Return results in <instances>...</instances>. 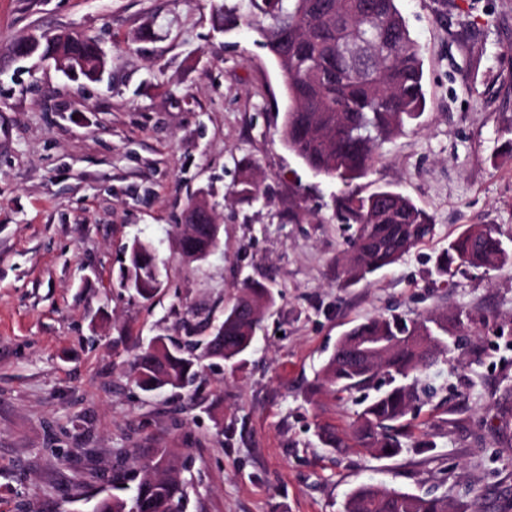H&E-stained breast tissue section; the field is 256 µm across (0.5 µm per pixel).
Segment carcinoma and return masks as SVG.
Masks as SVG:
<instances>
[{
  "label": "carcinoma",
  "instance_id": "obj_1",
  "mask_svg": "<svg viewBox=\"0 0 512 512\" xmlns=\"http://www.w3.org/2000/svg\"><path fill=\"white\" fill-rule=\"evenodd\" d=\"M216 26L226 32L253 30L275 60L287 106L281 136L285 146L310 170L349 187L336 197L334 218L353 229L337 259L338 278L346 288L399 263L435 234L433 216L409 197L379 187L368 194L351 188L379 159L380 146L402 134L426 108L423 63L397 0H236L214 10ZM40 57L61 56L73 64V79L98 81L108 60L88 36L61 31L34 47ZM253 166L244 164L236 195L258 196ZM218 242L212 218L186 224L183 255L201 259ZM120 287L152 298L160 287L159 269L149 246L126 247ZM512 261L497 233L468 224L439 256L436 270L450 279L462 267L497 268ZM273 288L245 280L241 295L224 311L217 332L202 342L188 333L180 342L161 336L140 347L132 371L141 389L154 392L188 383L195 367L215 357L242 358L251 348ZM486 316L459 308L451 315L407 319L398 314L371 317L344 332L321 367V384L333 392L367 391L378 376L390 388L379 392L360 412L351 434L330 425L318 427L328 448H372L392 457L410 437L408 416L428 396L423 372L461 346V332L484 323ZM164 465L159 476L112 475L116 493L99 498L92 512H187L184 485L164 449L153 451ZM344 512H453L445 496L416 495L375 484L348 494Z\"/></svg>",
  "mask_w": 512,
  "mask_h": 512
}]
</instances>
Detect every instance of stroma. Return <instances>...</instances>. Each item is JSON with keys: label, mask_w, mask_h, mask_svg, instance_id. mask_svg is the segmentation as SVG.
I'll list each match as a JSON object with an SVG mask.
<instances>
[{"label": "stroma", "mask_w": 512, "mask_h": 512, "mask_svg": "<svg viewBox=\"0 0 512 512\" xmlns=\"http://www.w3.org/2000/svg\"><path fill=\"white\" fill-rule=\"evenodd\" d=\"M217 2L0 0V512H90L113 466L154 448L185 462L187 512H343L364 483L512 512V264L449 281L434 267L463 225L512 237V0H398L427 108L361 185L408 195L436 233L351 288L336 270L349 233L331 219L341 185L285 147L278 67L251 30L215 27ZM69 30L106 51L102 81L8 50ZM246 161L252 202L232 194ZM199 195L219 245L191 262L178 226ZM299 200L313 215L288 223ZM135 240L161 273L150 300L119 286ZM247 278L278 296L244 363L142 391L137 344L188 324L210 335ZM459 307L488 322L425 372L433 396L403 452L323 447L318 425L350 432L365 398L318 387L339 336Z\"/></svg>", "instance_id": "stroma-1"}]
</instances>
